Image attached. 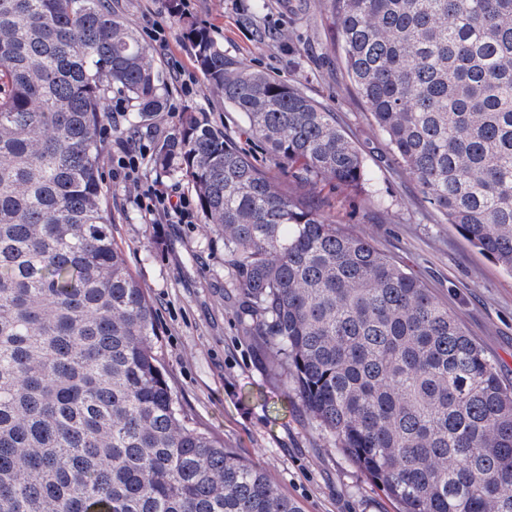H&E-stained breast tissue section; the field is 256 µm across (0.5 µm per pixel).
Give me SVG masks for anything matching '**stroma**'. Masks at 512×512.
I'll return each mask as SVG.
<instances>
[{"instance_id": "1", "label": "stroma", "mask_w": 512, "mask_h": 512, "mask_svg": "<svg viewBox=\"0 0 512 512\" xmlns=\"http://www.w3.org/2000/svg\"><path fill=\"white\" fill-rule=\"evenodd\" d=\"M135 30L162 22L167 48L151 46L175 112L141 118L134 103L102 143V176L112 211V238L145 288L158 336L156 355L183 415L198 430L261 465L303 512H396L302 407L284 368L242 333L224 267V240L195 211L189 224H153L135 192L112 181L113 140L138 135L148 146L142 182L193 194L182 175L156 171L152 148L177 138L182 110L205 112L238 137L239 113L208 90L169 0H110ZM186 15L208 29L225 55L272 77L288 79L335 112L360 148L369 179L359 191L308 187L271 174L283 189L313 198L322 213L363 233L383 253L415 273L512 384V276L472 247L431 205L421 187L394 163L384 136L356 97L331 46L324 0H189ZM194 75V94H178V71Z\"/></svg>"}]
</instances>
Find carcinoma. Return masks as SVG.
<instances>
[{"instance_id": "obj_1", "label": "carcinoma", "mask_w": 512, "mask_h": 512, "mask_svg": "<svg viewBox=\"0 0 512 512\" xmlns=\"http://www.w3.org/2000/svg\"><path fill=\"white\" fill-rule=\"evenodd\" d=\"M394 162L512 273V0H326ZM210 91L294 181L356 190L361 150L287 80L185 25ZM0 512H302L192 427L112 244L99 129L163 82L107 0H0ZM154 162L224 238L243 333L398 512H512V387L448 308L365 236L285 191L205 113Z\"/></svg>"}]
</instances>
